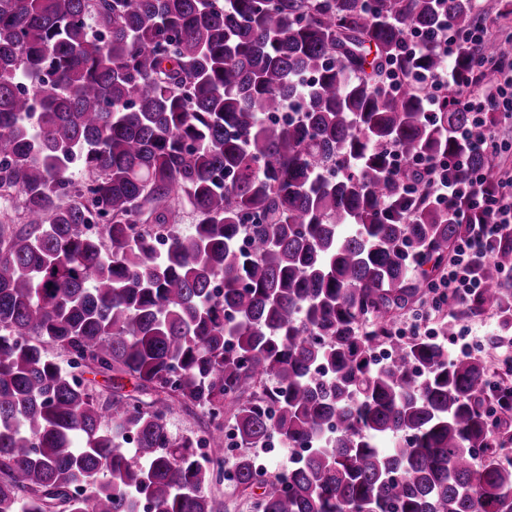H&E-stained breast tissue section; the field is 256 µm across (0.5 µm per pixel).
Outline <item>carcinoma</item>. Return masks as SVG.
I'll use <instances>...</instances> for the list:
<instances>
[{"instance_id": "carcinoma-1", "label": "carcinoma", "mask_w": 512, "mask_h": 512, "mask_svg": "<svg viewBox=\"0 0 512 512\" xmlns=\"http://www.w3.org/2000/svg\"><path fill=\"white\" fill-rule=\"evenodd\" d=\"M443 19L472 0H0V512H216L228 431L262 512H512L485 360L394 333L461 231L402 183L467 109L384 89ZM509 263L449 315L512 322ZM273 435L303 454L269 475Z\"/></svg>"}]
</instances>
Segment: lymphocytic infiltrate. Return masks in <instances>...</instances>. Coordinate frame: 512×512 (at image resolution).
I'll return each instance as SVG.
<instances>
[{"mask_svg": "<svg viewBox=\"0 0 512 512\" xmlns=\"http://www.w3.org/2000/svg\"><path fill=\"white\" fill-rule=\"evenodd\" d=\"M489 30L480 24L459 30L441 24L432 38L415 35L409 45L420 49L429 44L445 58L460 55L461 51L491 41ZM428 111H437L441 100L461 103L471 115V136L477 149L499 154L496 126L489 116L494 112H512V67L497 62L492 72L478 71L475 79L463 84L449 82L447 75L422 74L417 79ZM420 182H404L403 190L418 195L430 204L458 206L461 223L466 230L454 243L444 273L430 283L428 299L431 312H440L447 303L461 301L478 294L484 286L481 274L498 243L512 241V179L500 180V189H491L496 172L473 169L464 155L455 158L420 160Z\"/></svg>", "mask_w": 512, "mask_h": 512, "instance_id": "f902f5d3", "label": "lymphocytic infiltrate"}]
</instances>
